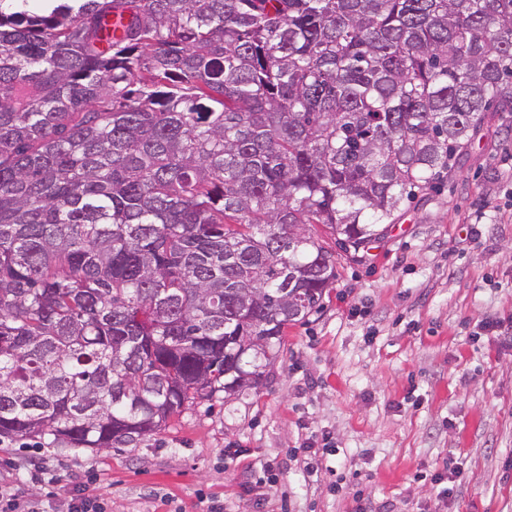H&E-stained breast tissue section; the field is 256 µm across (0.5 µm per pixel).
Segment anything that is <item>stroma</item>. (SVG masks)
<instances>
[{"mask_svg": "<svg viewBox=\"0 0 512 512\" xmlns=\"http://www.w3.org/2000/svg\"><path fill=\"white\" fill-rule=\"evenodd\" d=\"M511 151L512 105L494 106L362 261L336 252L257 388L106 451L0 437V478L58 512L78 493L110 512H512V345L483 328L512 320ZM451 457L444 497L429 477Z\"/></svg>", "mask_w": 512, "mask_h": 512, "instance_id": "stroma-1", "label": "stroma"}]
</instances>
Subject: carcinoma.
<instances>
[{
	"label": "carcinoma",
	"mask_w": 512,
	"mask_h": 512,
	"mask_svg": "<svg viewBox=\"0 0 512 512\" xmlns=\"http://www.w3.org/2000/svg\"><path fill=\"white\" fill-rule=\"evenodd\" d=\"M0 0V436L107 450L258 387L512 100V0Z\"/></svg>",
	"instance_id": "carcinoma-1"
}]
</instances>
